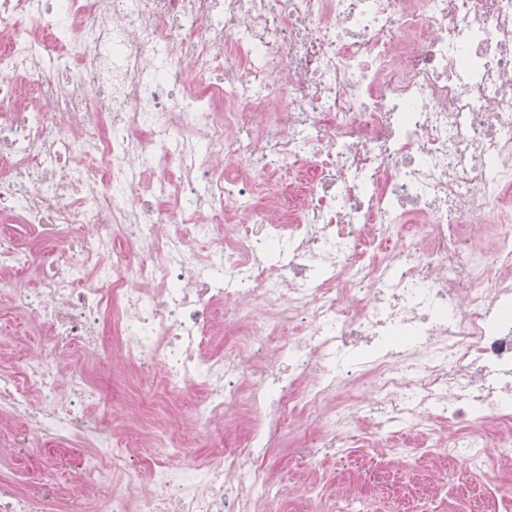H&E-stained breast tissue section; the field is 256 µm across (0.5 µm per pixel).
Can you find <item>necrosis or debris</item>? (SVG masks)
Wrapping results in <instances>:
<instances>
[{
    "label": "necrosis or debris",
    "mask_w": 512,
    "mask_h": 512,
    "mask_svg": "<svg viewBox=\"0 0 512 512\" xmlns=\"http://www.w3.org/2000/svg\"><path fill=\"white\" fill-rule=\"evenodd\" d=\"M0 216L44 246L0 229V304L46 336L0 360V417L92 449L0 512H277L287 422L345 447L326 402L365 380L403 465L512 461V0H0ZM115 356L201 392L186 431L142 454L88 414ZM231 407L261 424L174 466ZM213 441L208 439L195 448H174L175 455L172 458L173 464L177 466H188L202 462L214 449Z\"/></svg>",
    "instance_id": "necrosis-or-debris-1"
}]
</instances>
